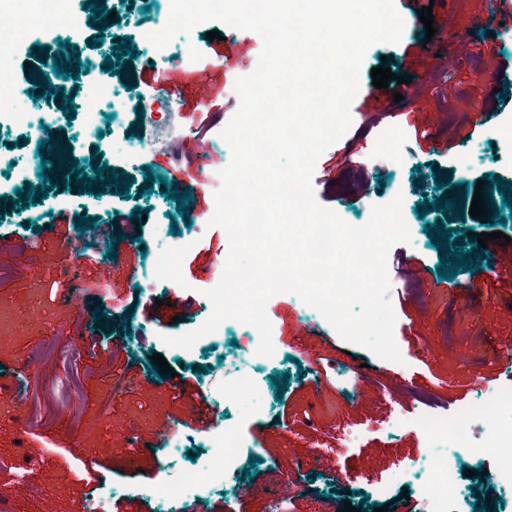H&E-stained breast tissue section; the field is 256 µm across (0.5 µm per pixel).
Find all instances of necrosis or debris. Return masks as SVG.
Instances as JSON below:
<instances>
[{
    "mask_svg": "<svg viewBox=\"0 0 512 512\" xmlns=\"http://www.w3.org/2000/svg\"><path fill=\"white\" fill-rule=\"evenodd\" d=\"M28 10L17 7V0H0V64L12 57V48L31 26L46 29L73 30L79 25L71 15L67 0H27ZM501 417L502 424L494 441L480 436L477 425L490 415ZM396 425L420 431L433 450L427 462L426 498L424 512H450L449 502L457 485L456 470L447 451L468 448L478 453H493L497 466V482L512 486V384L503 388L495 408L466 407L449 416L439 415L428 407H419L416 413L399 415ZM240 443L235 436L221 434L211 449L206 469L188 471L182 487L173 490V497H181L185 488H199L224 479L239 455Z\"/></svg>",
    "mask_w": 512,
    "mask_h": 512,
    "instance_id": "1",
    "label": "necrosis or debris"
}]
</instances>
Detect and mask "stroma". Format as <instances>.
<instances>
[{"mask_svg": "<svg viewBox=\"0 0 512 512\" xmlns=\"http://www.w3.org/2000/svg\"><path fill=\"white\" fill-rule=\"evenodd\" d=\"M71 0L80 23L64 38L79 50L85 67L71 95L72 116H61L52 139L70 148L82 170L93 153L109 168L125 170L134 181L127 193L84 192L68 176L54 199L23 206L14 190L42 186L41 159L27 140L28 129L0 125V195H9L0 227V512H87L94 494L107 491L119 512H274L280 488L291 498L287 512H342L352 504L373 512V484L389 490L385 501L396 512L421 506L424 464L429 454L422 435L394 423L397 412H412L417 396L433 410L495 400L506 377L492 354L512 344V264L483 263L477 272L440 278V250L431 225L465 227L476 240L482 220H446L437 210L418 217L417 203L458 196L461 183L476 184L494 173L512 183V101L495 92L493 76L512 67V0L500 7L505 23L482 34L473 23L483 0H448L437 22L447 31L438 54L419 51L425 31L419 18L397 4L405 28L399 44L378 43L366 52L360 72L362 111L353 113L346 134L318 158L312 184L317 201L349 224H364L373 206L402 196V215L411 241L394 245L387 257L394 337L403 357L393 363L369 349L344 341L315 309L293 293L272 297L270 312L275 353L257 355L249 325L225 321L216 335L192 349L164 344L167 336L197 329L212 313L205 292L220 280L229 254L226 231L201 222L213 204L211 184L232 159L221 132L239 108L238 78L250 75L263 47L252 31L214 21L197 25L158 50L147 35L163 26L170 0H112L111 28L97 30L85 6ZM218 30L220 40L209 41ZM101 46H92L94 38ZM135 55L121 51L118 73L105 65L124 39ZM42 52H34V45ZM50 31L32 27L7 75L21 97L16 106L47 109L30 97L27 66L50 61ZM388 65L410 83L372 84L371 70ZM106 105L88 109L102 85ZM401 101H394V93ZM493 121L476 126L478 112ZM151 125H144V113ZM102 137L84 136L86 125ZM180 143L179 161L171 159ZM15 175H8V168ZM161 181L149 185L145 168ZM452 176L436 188L435 177ZM193 189L188 218L171 220L177 204L166 184ZM93 220L79 232L78 219ZM38 226L28 236L27 224ZM171 253V274L160 273L155 258ZM117 260L112 281L100 287L104 255ZM411 262L414 274L399 276L398 263ZM81 338L79 354L33 361L35 351L66 346ZM164 356L176 372L194 382L187 390L152 379L149 352ZM334 359L340 379L315 390L317 357ZM248 373L257 392L250 399L224 395L226 381ZM483 375L482 387L472 383ZM81 378L78 395L67 389ZM287 395V402L276 399ZM44 404V421L23 430L31 401ZM201 401L209 425L194 420ZM240 441L236 463L224 480L175 500L166 493L188 470L204 466L220 430ZM356 430L361 439L346 447ZM44 455L23 462L25 449ZM98 460L100 469L85 473ZM454 512H512V488L493 481L494 459L456 448ZM258 495H242L246 479Z\"/></svg>", "mask_w": 512, "mask_h": 512, "instance_id": "obj_1", "label": "stroma"}]
</instances>
